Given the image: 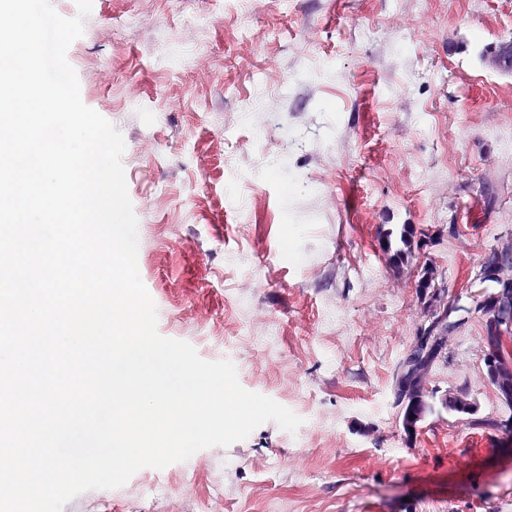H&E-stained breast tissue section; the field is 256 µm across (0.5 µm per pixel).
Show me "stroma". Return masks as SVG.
I'll return each mask as SVG.
<instances>
[{"label": "stroma", "mask_w": 512, "mask_h": 512, "mask_svg": "<svg viewBox=\"0 0 512 512\" xmlns=\"http://www.w3.org/2000/svg\"><path fill=\"white\" fill-rule=\"evenodd\" d=\"M507 40L512 0H93L67 59L124 138L158 332L303 423L63 512H512V434L448 412L465 386L508 413L482 319L429 374L413 435L394 390L434 297L487 295L480 267L512 241V72L482 69Z\"/></svg>", "instance_id": "stroma-1"}]
</instances>
